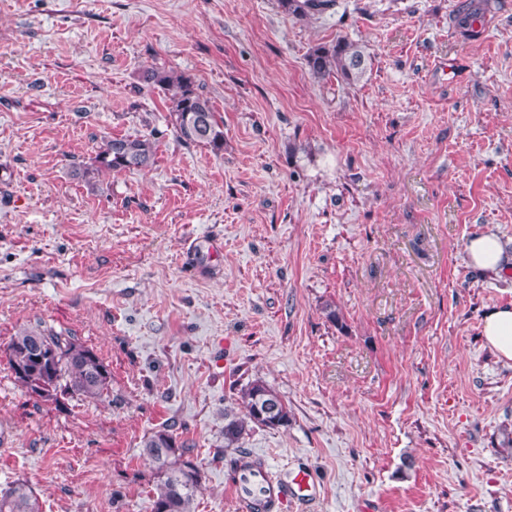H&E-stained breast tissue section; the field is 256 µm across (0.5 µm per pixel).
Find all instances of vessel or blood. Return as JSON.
<instances>
[{
  "mask_svg": "<svg viewBox=\"0 0 512 512\" xmlns=\"http://www.w3.org/2000/svg\"><path fill=\"white\" fill-rule=\"evenodd\" d=\"M240 512H286L289 500L315 493L312 475L297 471L290 479H275L268 466L247 473L236 487Z\"/></svg>",
  "mask_w": 512,
  "mask_h": 512,
  "instance_id": "b4317fda",
  "label": "vessel or blood"
}]
</instances>
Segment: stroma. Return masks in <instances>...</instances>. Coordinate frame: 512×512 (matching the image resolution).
<instances>
[{"label": "stroma", "mask_w": 512, "mask_h": 512, "mask_svg": "<svg viewBox=\"0 0 512 512\" xmlns=\"http://www.w3.org/2000/svg\"><path fill=\"white\" fill-rule=\"evenodd\" d=\"M0 0V490L42 512H151L142 441L170 425L196 512H239L224 409L259 379L290 421L239 452L316 493L288 512H512V361L481 336L512 274V0ZM363 46L354 82L306 56ZM193 77L224 150L179 141L146 68ZM122 136L153 165L88 180ZM339 317L331 322L325 305ZM39 322L112 371L98 400L31 397L7 358ZM279 8L297 21L321 15L336 5L335 0H277ZM489 0H464L455 16L456 23L460 28L461 34L466 38L477 37L480 30H477L478 24L482 22L489 10ZM464 251L469 263L476 268L505 274L512 271V255L504 251L498 238L493 234L469 239L465 243ZM0 512H40L37 498L26 484L17 482L0 495Z\"/></svg>", "instance_id": "1"}]
</instances>
